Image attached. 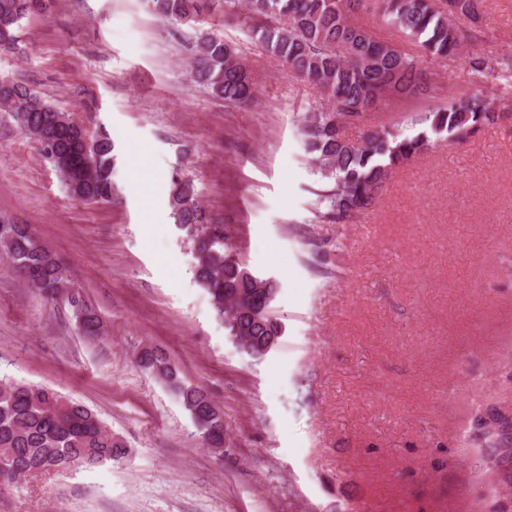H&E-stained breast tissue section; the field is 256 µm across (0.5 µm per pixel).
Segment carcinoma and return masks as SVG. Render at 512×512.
Masks as SVG:
<instances>
[{
    "mask_svg": "<svg viewBox=\"0 0 512 512\" xmlns=\"http://www.w3.org/2000/svg\"><path fill=\"white\" fill-rule=\"evenodd\" d=\"M207 0H143L158 18L179 24L197 23ZM379 16L436 59L454 57L480 38L482 0H377ZM224 7L250 13L248 33L267 53L285 62L296 78L314 84L324 104L306 112L301 124L303 149L322 184L314 191L315 211L329 224H351L373 207L396 169L428 152L437 139L464 143L481 130L512 115V97L500 91L465 93L434 107L424 101L432 90L431 73L398 45L376 40L358 20L363 0H224ZM43 0H0V55L17 50L16 28L31 15H42ZM469 26L459 25L460 19ZM8 44V50L1 45ZM468 67L477 83L512 88V51L494 56L471 53ZM191 70L195 81L214 96L234 105L256 99L252 71L235 48L208 32L196 36ZM418 102L411 122L421 130L406 135L396 127L364 133L354 142L342 133L364 124L369 112L388 100ZM0 112L36 144L42 158L57 171L71 199L83 203L112 202V139L78 129L69 114L56 108L18 79L0 78ZM173 223L193 242L196 282L211 299L215 316L233 310L225 324L229 335L244 340V352L264 359L266 342L275 339L282 322L273 314L278 284L250 271L229 251L224 225L208 222L199 191L189 178L172 180ZM0 254L12 270L46 300L63 299L78 331L102 333L97 313L70 287L65 266L30 224H0ZM138 365L168 383L181 400L209 448L224 447V417L209 394L182 382L177 368L156 349L140 351ZM512 418L492 413L480 425L496 437L494 449L506 461L512 434L504 430ZM128 455L119 436L89 407L59 392L0 380V488L38 473L97 467Z\"/></svg>",
    "mask_w": 512,
    "mask_h": 512,
    "instance_id": "carcinoma-1",
    "label": "carcinoma"
}]
</instances>
